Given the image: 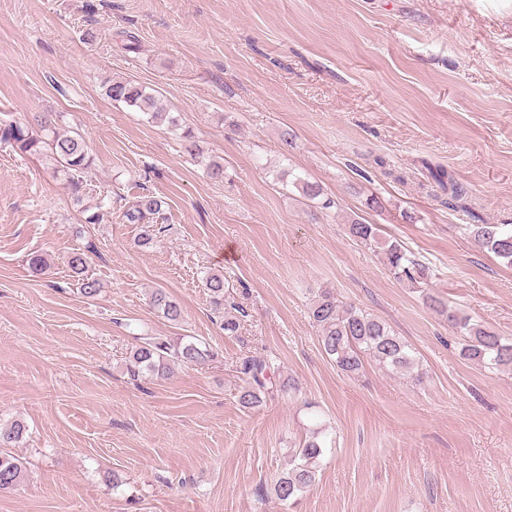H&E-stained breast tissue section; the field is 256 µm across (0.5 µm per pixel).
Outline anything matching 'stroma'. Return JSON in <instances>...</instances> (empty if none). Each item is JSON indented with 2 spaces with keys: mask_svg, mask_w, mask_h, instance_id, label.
<instances>
[{
  "mask_svg": "<svg viewBox=\"0 0 512 512\" xmlns=\"http://www.w3.org/2000/svg\"><path fill=\"white\" fill-rule=\"evenodd\" d=\"M125 29L137 51L116 45ZM112 80L160 97L223 180L168 120L108 98ZM47 111L94 161L77 200L0 141V423L29 426L14 449L29 477L0 512H512V369L464 360L423 298L512 337V266L468 230L512 224V0H0V123ZM144 194L164 231L141 247L123 212ZM354 219L428 266L426 290L349 236ZM82 251L91 300L67 266ZM34 253L50 263L38 276ZM156 288L179 322L152 306ZM323 289L385 321L417 376L371 360L343 374L310 319ZM138 336H193L218 356L135 382ZM254 353L296 389L245 409ZM318 424L333 441L315 486L268 499ZM153 304L170 321L178 322L182 317L180 305L162 288H156L152 294Z\"/></svg>",
  "mask_w": 512,
  "mask_h": 512,
  "instance_id": "35a3bbf8",
  "label": "stroma"
}]
</instances>
